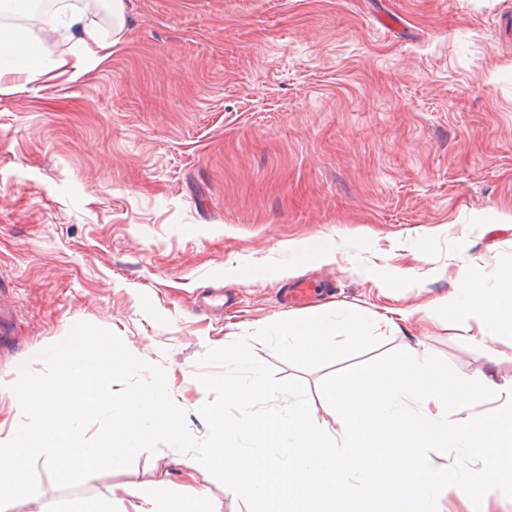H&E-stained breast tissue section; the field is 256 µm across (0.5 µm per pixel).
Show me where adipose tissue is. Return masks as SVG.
I'll list each match as a JSON object with an SVG mask.
<instances>
[{
  "instance_id": "ef3b65f1",
  "label": "adipose tissue",
  "mask_w": 512,
  "mask_h": 512,
  "mask_svg": "<svg viewBox=\"0 0 512 512\" xmlns=\"http://www.w3.org/2000/svg\"><path fill=\"white\" fill-rule=\"evenodd\" d=\"M57 19L65 33H76L79 48L71 67L82 70L88 57L109 56L112 46L98 35L83 15L60 10ZM58 62L46 58L28 29L0 26V76L4 74H44L58 69ZM425 313L432 318L455 322L476 344L492 343L493 355L512 353V269L506 271L498 288L484 285L480 273L460 267L447 296L430 303Z\"/></svg>"
}]
</instances>
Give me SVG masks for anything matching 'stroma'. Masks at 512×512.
<instances>
[{
    "label": "stroma",
    "mask_w": 512,
    "mask_h": 512,
    "mask_svg": "<svg viewBox=\"0 0 512 512\" xmlns=\"http://www.w3.org/2000/svg\"><path fill=\"white\" fill-rule=\"evenodd\" d=\"M121 40L82 74L0 78V384L86 322L160 366L196 438L201 358L250 337L329 420L323 378L414 347L469 379L485 352L456 325L381 324L376 345L298 371L254 339L311 311L406 309L445 296L458 267L486 287L512 268V0H124ZM485 223H477V216ZM306 247L305 260L289 242ZM334 250L321 260V244ZM405 268L416 281L401 277ZM315 276L329 289L283 307ZM171 446L58 488L46 512L124 489L204 490L247 512Z\"/></svg>",
    "instance_id": "stroma-1"
}]
</instances>
